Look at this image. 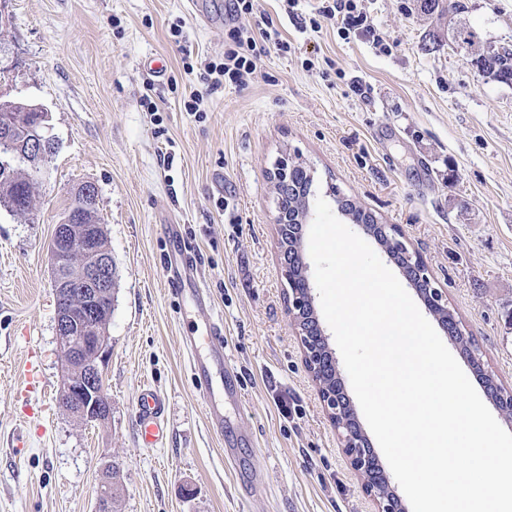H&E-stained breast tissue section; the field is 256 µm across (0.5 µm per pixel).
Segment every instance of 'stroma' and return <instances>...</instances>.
I'll list each match as a JSON object with an SVG mask.
<instances>
[{
    "label": "stroma",
    "instance_id": "obj_1",
    "mask_svg": "<svg viewBox=\"0 0 512 512\" xmlns=\"http://www.w3.org/2000/svg\"><path fill=\"white\" fill-rule=\"evenodd\" d=\"M203 2L200 18L186 0H0V99L46 106L57 144L32 213L0 208V512H93L112 465L120 512H375L288 314L269 179L287 156L312 169L327 204L344 197L401 229L485 370L512 390V86L480 76L447 31L430 39L417 0H359L374 34L346 39L328 24L301 30L281 0H254L239 25L273 20L290 49L195 118L182 100L201 84L182 51L220 58L227 39L224 0ZM460 2L485 44L512 41V0ZM153 59L165 79L147 70ZM84 182L97 188L117 277L102 425L59 401L48 254ZM171 222L199 255L201 304L166 284ZM218 320L236 389L220 435L182 343ZM31 360L42 388L30 392ZM147 384L166 398L158 448L138 436Z\"/></svg>",
    "mask_w": 512,
    "mask_h": 512
}]
</instances>
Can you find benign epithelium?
Instances as JSON below:
<instances>
[{"label":"benign epithelium","mask_w":512,"mask_h":512,"mask_svg":"<svg viewBox=\"0 0 512 512\" xmlns=\"http://www.w3.org/2000/svg\"><path fill=\"white\" fill-rule=\"evenodd\" d=\"M42 120L19 126L0 125V171L8 173L14 162L21 159L29 174L39 176L45 162L54 152L55 142L49 135V113L38 106ZM301 164L283 158L270 174L279 197L296 189L294 171ZM96 188L90 182L76 187L73 202L63 221L55 226L49 251L54 268V288L57 299L56 341L65 363L61 390L66 410L85 422H106L111 403L104 389L105 357L109 352L108 323L112 304L115 269L109 251L99 243L100 226L80 223L81 214L93 205ZM385 237L404 250V262L398 264L408 282L426 289L425 305L448 309V298L426 265L417 257L404 235L382 224ZM302 235L289 245L279 238L280 256L288 285V305L296 336L299 337L306 368L324 403L328 417L348 459L351 469L364 483L377 512H401L400 499L382 472L375 455L349 406L341 381L338 362L329 348L319 320L309 312L311 287L304 259ZM112 491V468L101 475L96 489V512H109Z\"/></svg>","instance_id":"obj_1"}]
</instances>
